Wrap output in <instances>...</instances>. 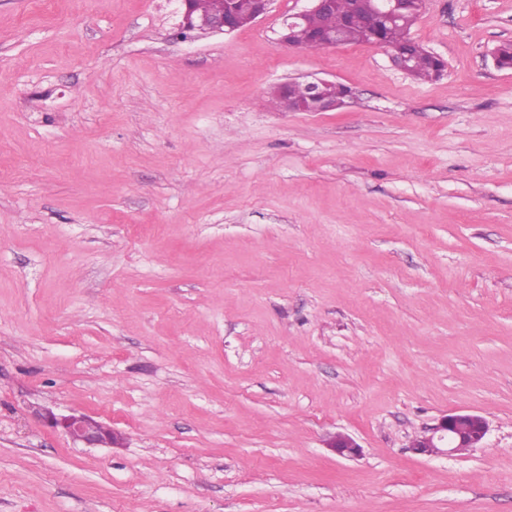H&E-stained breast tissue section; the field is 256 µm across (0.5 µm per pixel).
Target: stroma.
Returning <instances> with one entry per match:
<instances>
[{"label": "stroma", "mask_w": 512, "mask_h": 512, "mask_svg": "<svg viewBox=\"0 0 512 512\" xmlns=\"http://www.w3.org/2000/svg\"><path fill=\"white\" fill-rule=\"evenodd\" d=\"M302 6L0 0V512H512V0H427L428 82ZM455 410L480 447L408 451ZM178 0L181 15L180 30L183 33L197 31L210 33H226L235 31L241 27L254 24L264 18L271 9L273 0H228L226 6L221 7L216 0ZM294 83L296 82L285 81L277 87L281 107L278 95L274 91L271 93V103L276 108L280 107L284 112H328L342 106L345 103L344 98L348 96L347 93L344 97H336L345 93L348 87L331 80L315 79L303 83L306 89L305 100H296L291 93ZM47 421L52 427H60L74 441L82 442L87 448L112 446L116 442L110 426L85 414L61 418L49 414Z\"/></svg>", "instance_id": "stroma-1"}]
</instances>
